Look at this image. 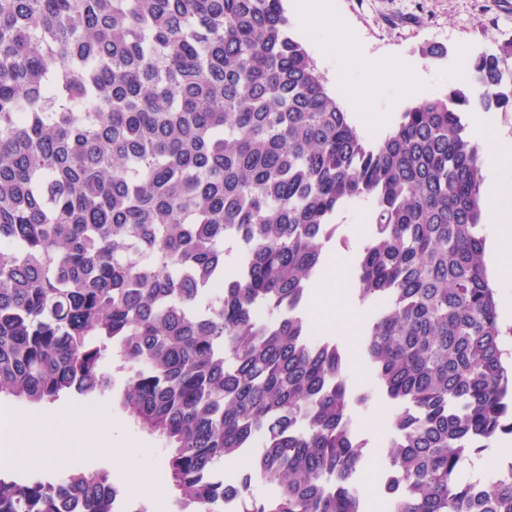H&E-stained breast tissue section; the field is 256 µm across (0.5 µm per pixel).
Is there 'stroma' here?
<instances>
[{
	"mask_svg": "<svg viewBox=\"0 0 512 512\" xmlns=\"http://www.w3.org/2000/svg\"><path fill=\"white\" fill-rule=\"evenodd\" d=\"M336 8L337 35L296 23L295 0H283L291 33L299 37L318 71L324 76L329 91L345 112H354L348 92L361 88L366 92L367 111L386 113L390 124L397 123L409 106L447 91L450 85L469 82L472 65L485 53H499L512 46V0H333ZM358 43L362 62L345 65L347 40ZM441 45L445 55L432 59L423 50ZM397 56L404 66L417 65L422 70L414 96L402 93L401 74L382 75L371 71L369 63ZM333 240L327 244L329 264L335 268L337 285L347 295L356 289L355 262L367 238L370 211L366 204H355L340 212ZM360 319L350 331L333 332L321 323L311 322L314 336L332 337L350 356L346 379L356 401L351 407L352 427L365 443L364 461L355 475L357 486L364 489L368 512H387L384 488L377 481L387 464V443L390 430L381 425V418L396 412V404L374 383V369L364 352V321L371 308L359 306ZM367 396V403H358V396ZM0 408H7L21 417L76 419L79 412L91 413L93 421L106 424L112 444L124 448V460L113 459L105 449H78L68 438L48 430L42 447L54 459L45 463L47 475L58 477L70 468L94 472L109 471L112 482L124 487L127 479L142 471L163 472L165 451L153 437L135 425L112 403L111 396L89 401L77 395L61 398L51 405L21 404L1 397Z\"/></svg>",
	"mask_w": 512,
	"mask_h": 512,
	"instance_id": "1",
	"label": "stroma"
}]
</instances>
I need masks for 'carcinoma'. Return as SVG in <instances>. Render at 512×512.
<instances>
[{"label":"carcinoma","instance_id":"carcinoma-1","mask_svg":"<svg viewBox=\"0 0 512 512\" xmlns=\"http://www.w3.org/2000/svg\"><path fill=\"white\" fill-rule=\"evenodd\" d=\"M510 58H476L471 86L370 143L283 0H0V396H103L115 354L179 512H364L348 355L297 310L333 216L365 202V353L399 406L387 512H512V458L481 488L462 475L512 434L464 117L512 109ZM239 455L252 471L224 482ZM71 497L121 501L106 470L0 473V512Z\"/></svg>","mask_w":512,"mask_h":512}]
</instances>
